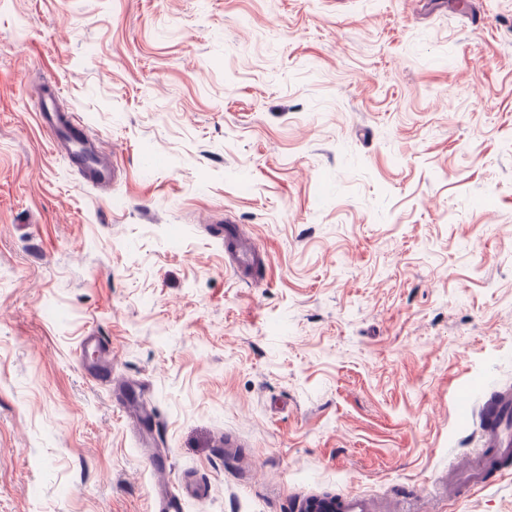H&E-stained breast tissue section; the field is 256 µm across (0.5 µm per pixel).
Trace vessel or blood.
I'll return each mask as SVG.
<instances>
[{
    "instance_id": "obj_1",
    "label": "vessel or blood",
    "mask_w": 512,
    "mask_h": 512,
    "mask_svg": "<svg viewBox=\"0 0 512 512\" xmlns=\"http://www.w3.org/2000/svg\"><path fill=\"white\" fill-rule=\"evenodd\" d=\"M42 126L48 133L55 151L63 153L71 166L87 182L98 187L107 186L115 174L111 155L87 132L84 126L68 112L56 111L53 101L40 107ZM227 251L235 273L244 277L261 262L259 250L251 244L238 241L234 232L226 234ZM80 351L95 350L98 362L87 364L94 378L111 380L112 372L106 361L109 344L95 333H87L79 342ZM480 423L484 433L483 452L501 459L512 457V392L504 391L490 397L482 408ZM488 468L481 458H474L463 476L454 482V495L486 487ZM298 512H374L370 498L356 491H345L331 499L304 498L298 500Z\"/></svg>"
}]
</instances>
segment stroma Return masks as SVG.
<instances>
[{
	"instance_id": "stroma-1",
	"label": "stroma",
	"mask_w": 512,
	"mask_h": 512,
	"mask_svg": "<svg viewBox=\"0 0 512 512\" xmlns=\"http://www.w3.org/2000/svg\"><path fill=\"white\" fill-rule=\"evenodd\" d=\"M92 329L122 391L79 363ZM504 388L512 0H0V512H152L186 477L184 512H512V474L435 482ZM39 112L55 151L63 153L85 181L107 186L115 174L112 154H105L73 114L57 112L51 98L41 105ZM87 158L93 160L85 162ZM224 231L234 271L238 276L245 277L260 264L261 254L254 245L238 241L232 228L226 227ZM296 508L303 512H375L372 500L356 491H344L331 499H298Z\"/></svg>"
}]
</instances>
